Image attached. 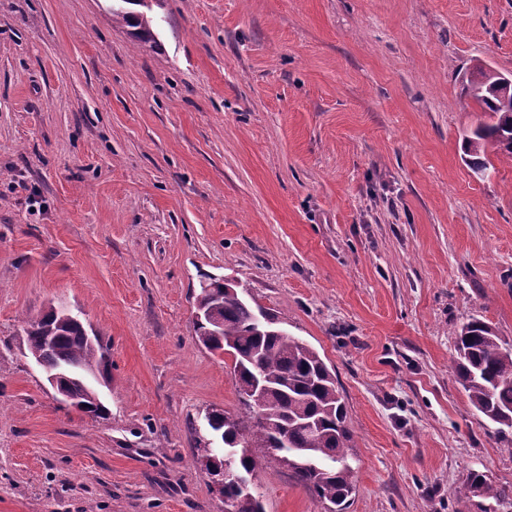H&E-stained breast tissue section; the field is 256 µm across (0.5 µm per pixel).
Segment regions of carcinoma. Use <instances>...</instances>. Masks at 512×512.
Returning <instances> with one entry per match:
<instances>
[{"mask_svg": "<svg viewBox=\"0 0 512 512\" xmlns=\"http://www.w3.org/2000/svg\"><path fill=\"white\" fill-rule=\"evenodd\" d=\"M112 15L134 28V38L155 42L150 21L116 9ZM503 74L477 64L463 82L465 94L475 101L488 120L465 136V151L475 173L489 170L487 146L512 157V110L501 100ZM196 306L204 308L195 322V338L211 351H228L232 377L247 409L245 415L213 411L211 431L224 443L238 449L226 460L224 449L205 442L198 449L208 471L226 464L234 471L255 474L258 461L251 449L264 448L269 455L292 469L298 482L311 494L330 504L329 512H344L355 490V468L350 463L352 434L347 427V409L336 386V375L319 352L288 329L276 317L252 305L224 284L212 280L201 286ZM263 314L268 322L257 326ZM27 348L50 372L79 367L92 377L101 372L103 344L91 346L84 325L52 307L25 322ZM455 374L475 407L498 432L512 429V345L502 342L488 323L473 319L456 331ZM73 399L97 418L108 415L93 384L83 378L68 382ZM288 446L278 447L281 438ZM481 492L496 499L508 496L474 473L460 494ZM224 498L235 503V512H264L260 499L250 490L224 482Z\"/></svg>", "mask_w": 512, "mask_h": 512, "instance_id": "carcinoma-1", "label": "carcinoma"}]
</instances>
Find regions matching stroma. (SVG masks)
I'll return each instance as SVG.
<instances>
[{"instance_id":"35a3bbf8","label":"stroma","mask_w":512,"mask_h":512,"mask_svg":"<svg viewBox=\"0 0 512 512\" xmlns=\"http://www.w3.org/2000/svg\"><path fill=\"white\" fill-rule=\"evenodd\" d=\"M0 0V512H224L197 448L243 412L194 339L203 274L336 375L346 512H512L499 435L453 373L477 318L512 344V158L477 176L461 76L512 73V0ZM102 337L107 418L68 406L27 318ZM265 512H328L256 449ZM113 16L119 17L127 26L134 28V38L141 43H155L154 33L150 21L143 15H134L124 10H113ZM460 494H466L471 492H482L488 497H494L496 499L509 497V489L502 488L498 490L494 488L492 485L488 484L482 475L473 473L467 482L462 488L459 489Z\"/></svg>"}]
</instances>
